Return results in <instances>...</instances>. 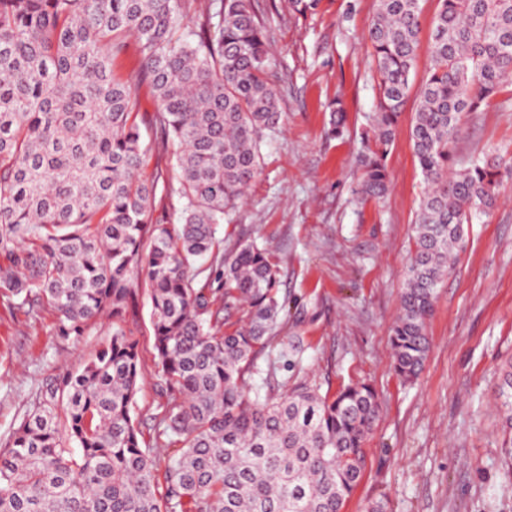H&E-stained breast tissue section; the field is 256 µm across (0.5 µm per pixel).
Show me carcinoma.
<instances>
[{
  "mask_svg": "<svg viewBox=\"0 0 512 512\" xmlns=\"http://www.w3.org/2000/svg\"><path fill=\"white\" fill-rule=\"evenodd\" d=\"M0 0V295L59 335L112 318V337L77 370L62 368L0 447V512H342L379 416L375 391L329 398L299 384L250 397L246 376L299 365L278 348L290 301L265 249L221 255L216 225L262 169L260 138L281 119L256 0ZM300 15L320 0H288ZM431 61L411 127L424 180L415 250L392 327L394 370L414 381L427 359L437 290L468 224L496 204L499 155L455 160L463 118L512 87V0H438ZM419 0H377L366 39L378 77L374 136L358 193L389 187L386 158L409 96ZM135 37L137 75L115 62ZM151 85L154 147L137 89ZM174 147L177 185L161 162ZM157 152L152 178L142 176ZM182 202L180 224L155 216L157 193ZM144 280L164 382L145 442L135 418L140 350L118 321ZM240 303L249 321L224 331ZM498 410L512 471V363ZM164 467L165 492L158 490Z\"/></svg>",
  "mask_w": 512,
  "mask_h": 512,
  "instance_id": "1",
  "label": "carcinoma"
}]
</instances>
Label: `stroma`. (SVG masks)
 Segmentation results:
<instances>
[{
  "label": "stroma",
  "instance_id": "obj_1",
  "mask_svg": "<svg viewBox=\"0 0 512 512\" xmlns=\"http://www.w3.org/2000/svg\"><path fill=\"white\" fill-rule=\"evenodd\" d=\"M259 5L282 121L264 132L262 172L216 236L228 254L245 242L267 249L280 294L294 303L279 338L299 339L305 353L300 372L260 373L252 388L279 393L305 380L330 396L349 384L376 391L379 420L344 512H365L382 496L390 512H512L496 407L500 371L512 362V178L500 185L496 206L470 225L438 289L428 357L417 380L403 383L393 368L391 328L424 186L410 140L417 99L409 97L386 159L387 195L360 200L357 156L378 101L366 39L376 0H321L307 17L293 14L288 0ZM336 99L347 113L340 138L329 133ZM458 152L512 157V105L495 99L467 118ZM123 326L139 342L136 411L144 419L160 401L147 293ZM111 333L105 318L81 340L66 339L53 316L28 315L0 298V444L43 381L80 366Z\"/></svg>",
  "mask_w": 512,
  "mask_h": 512
}]
</instances>
